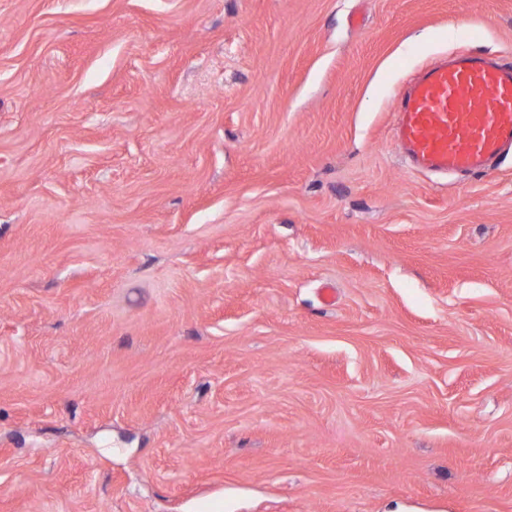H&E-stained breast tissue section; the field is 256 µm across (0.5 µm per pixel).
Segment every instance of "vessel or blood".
Returning <instances> with one entry per match:
<instances>
[{
	"label": "vessel or blood",
	"instance_id": "b4317fda",
	"mask_svg": "<svg viewBox=\"0 0 512 512\" xmlns=\"http://www.w3.org/2000/svg\"><path fill=\"white\" fill-rule=\"evenodd\" d=\"M395 139L420 170H485L512 148V63L461 50L426 69L399 97Z\"/></svg>",
	"mask_w": 512,
	"mask_h": 512
}]
</instances>
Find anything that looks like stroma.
<instances>
[{"label": "stroma", "instance_id": "35a3bbf8", "mask_svg": "<svg viewBox=\"0 0 512 512\" xmlns=\"http://www.w3.org/2000/svg\"><path fill=\"white\" fill-rule=\"evenodd\" d=\"M464 49L512 0H0V512H512V151L393 136Z\"/></svg>", "mask_w": 512, "mask_h": 512}]
</instances>
